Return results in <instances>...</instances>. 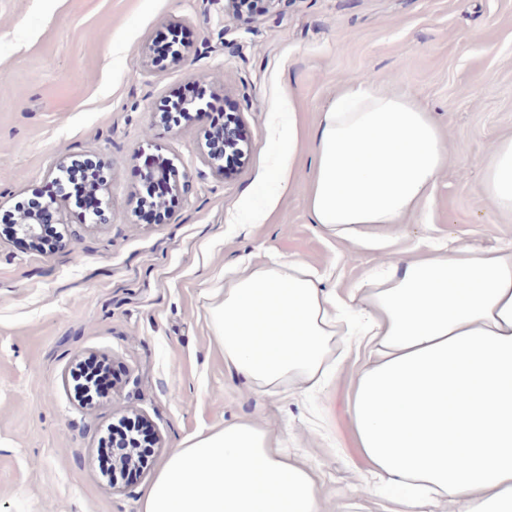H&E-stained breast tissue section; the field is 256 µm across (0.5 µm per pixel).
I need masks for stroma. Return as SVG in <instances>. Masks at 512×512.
I'll return each mask as SVG.
<instances>
[{
	"mask_svg": "<svg viewBox=\"0 0 512 512\" xmlns=\"http://www.w3.org/2000/svg\"><path fill=\"white\" fill-rule=\"evenodd\" d=\"M180 25L185 61L158 62L156 38ZM367 76L416 97L448 140L431 197L373 246L325 237L306 184L284 192L264 224L241 216L274 177L277 105L291 92L314 132L342 84ZM203 87L210 109L160 118L171 95ZM244 120L252 141L229 174L200 152L216 111ZM512 134V0H277L232 20L224 0H0V216L41 199L59 160H92L109 187L98 223L66 198L65 238L51 252L0 235V512H140L159 466L201 429L251 422L308 454L328 512H386L353 485L350 349L315 395L259 394L211 341L207 292L226 270L271 254L325 271L345 291L383 258L430 244L512 246V217L481 193L494 141ZM157 153L190 171L158 222L134 213ZM108 358L120 381L88 407L70 370ZM137 415L157 438L145 468L110 484L97 465L107 427Z\"/></svg>",
	"mask_w": 512,
	"mask_h": 512,
	"instance_id": "obj_1",
	"label": "stroma"
}]
</instances>
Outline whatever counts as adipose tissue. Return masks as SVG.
I'll return each mask as SVG.
<instances>
[{
  "label": "adipose tissue",
  "mask_w": 512,
  "mask_h": 512,
  "mask_svg": "<svg viewBox=\"0 0 512 512\" xmlns=\"http://www.w3.org/2000/svg\"><path fill=\"white\" fill-rule=\"evenodd\" d=\"M448 143L415 97L347 81L314 136L307 208L332 237L365 244L428 200ZM481 189L512 214V135L496 140ZM291 258L245 265L213 288L224 365L260 392L310 393L359 312L367 364L351 419L368 473L399 512H512V247L435 245L390 257L346 293ZM140 512H326L315 468L249 422L197 432L161 464Z\"/></svg>",
  "instance_id": "ef3b65f1"
}]
</instances>
